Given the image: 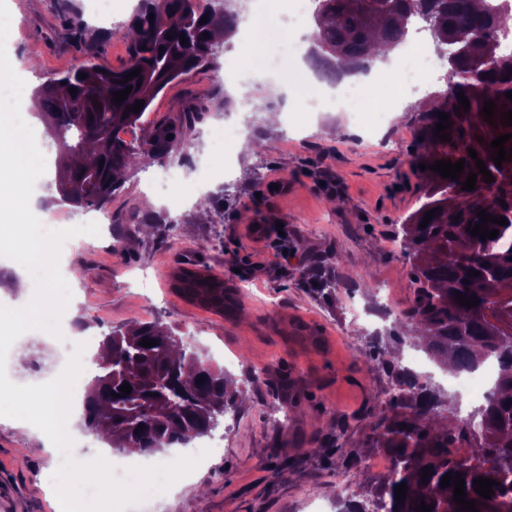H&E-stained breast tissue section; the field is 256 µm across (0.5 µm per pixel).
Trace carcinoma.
<instances>
[{
	"instance_id": "cac0c4a2",
	"label": "carcinoma",
	"mask_w": 512,
	"mask_h": 512,
	"mask_svg": "<svg viewBox=\"0 0 512 512\" xmlns=\"http://www.w3.org/2000/svg\"><path fill=\"white\" fill-rule=\"evenodd\" d=\"M315 34L310 60L319 75L338 80L340 69L361 73L369 70L381 54L393 49L417 21L429 25L435 50L451 70L445 88L429 94L431 107L419 114L425 142L422 161L453 163L465 160L460 178H442L425 170L424 201L402 225L404 254L410 260L411 276L417 285L411 308L404 313L406 335L413 341L426 333L424 352L433 361L455 373L476 370L495 362L499 375L485 396L482 416L462 420L455 403L436 386H420L412 371L390 352H378L379 363L391 378L389 398L369 414V433L364 444L392 453L396 469L379 479L362 471L358 458L347 462L348 477L359 490L358 498L347 500L336 493V512H416L420 502L434 505L431 512H459L453 487L441 486L447 473L462 474L467 499L477 501L479 512H502L505 490L512 486V249L502 251L499 241L512 234V160L497 167L490 143L511 133L512 126L500 123L501 113L512 110L505 93L512 92V53L501 47L502 32L512 29V0H482L475 10L472 0H314ZM154 21H149V14ZM208 18L204 24L202 18ZM241 9L224 5V0H140L127 25L128 58L119 67H105L92 60L40 84L35 95L57 148L58 196L50 201L79 208L104 209L123 186V175L137 169L141 159L158 164L177 158L193 140L196 124L206 105L195 103L173 120H164L145 135L131 141L115 135L116 130L137 127L143 113L171 84L192 72L217 67L223 45L237 33ZM70 34L80 44L86 30L77 13L66 15ZM222 31L224 40L203 37ZM186 35L187 44L180 43ZM164 52H159V49ZM138 69L139 77L127 84L121 80ZM85 74L79 78V74ZM132 90L121 103L113 93L126 86ZM77 89V93L69 89ZM464 93L469 111L461 107ZM144 101L138 113L127 111ZM497 104L494 124L482 114L485 101ZM98 105H93V102ZM450 114L447 142L435 137L438 113ZM173 138L166 139L167 135ZM483 141H478V138ZM477 151L494 182L483 181L468 149ZM477 174L475 189H461L469 172ZM507 207H502V204ZM433 214L420 227L427 211ZM503 216L508 225L487 223L498 230L493 239L481 240L467 232L469 224L481 223L477 212ZM138 223H164L148 202L136 209ZM476 270L477 276L467 272ZM175 288L205 309L236 316L240 313L236 287L223 279L181 269L173 274ZM479 300L467 308L456 302V294ZM158 344L145 348L142 339ZM101 348L108 356L95 359V391L84 404L82 427L101 437L113 448L152 455L176 445L186 446L194 438L208 435L212 424L228 413H236L239 395L228 390L233 379L224 368L202 358L175 328L158 321L114 327L104 335ZM204 383H199V380ZM127 383L130 394L120 397ZM145 429L136 432L139 424ZM467 442L472 455L505 462L506 467L480 463L463 468L449 449ZM429 466L428 483L421 478ZM478 477L497 481L494 495L484 499L473 489ZM406 484L407 496L396 502L395 488Z\"/></svg>"
}]
</instances>
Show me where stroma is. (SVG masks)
Here are the masks:
<instances>
[{
    "mask_svg": "<svg viewBox=\"0 0 512 512\" xmlns=\"http://www.w3.org/2000/svg\"><path fill=\"white\" fill-rule=\"evenodd\" d=\"M16 17L0 36V55L21 63L29 89L82 64L86 56L64 23L81 12L96 36L100 64L117 66L128 56L125 23L135 0H121L111 19L86 14L85 0H0ZM239 69L233 46L217 70L189 75L155 99L146 126L179 115L191 102L209 110L196 126L190 162L178 165L183 193L170 203L155 178L161 166L126 179L108 206L107 224H89L79 211L49 204L47 186H24L30 204L23 214L0 212V237L19 246L29 224L47 223L50 261L57 271L80 266L83 278L65 285L68 301L46 338H29L26 358L14 359L10 322H0V358L14 373L41 358L53 337L69 335L78 321L102 337L110 328L160 321L187 333L194 346L231 374L246 398L216 429L223 451L193 469L188 480L163 486L160 503L177 512H335L336 476L350 455L367 459V415L387 398L388 383L377 359L383 346L412 354L392 335L403 332V314L413 300L410 265L396 236L419 205L424 183L417 165L424 151L413 103L392 113L380 134L340 112H292L284 125L263 122V112L284 104L274 89L251 91L252 110L243 124L261 138L257 154L233 150L231 174L208 180L215 132L230 122L224 111L225 82ZM205 188L213 215L197 219L194 197ZM168 218L142 233L134 210L143 199ZM263 225L255 238V225ZM335 269L340 288L319 295L303 267ZM185 267L219 276L240 289L242 313L229 318L193 304L173 287ZM153 282L151 292L140 283ZM389 288L395 312L376 315V288ZM369 313L359 326L350 307ZM316 328L319 343L289 336L290 320ZM268 369L264 388L251 386L248 368ZM40 394L0 380V486L13 491L0 512H56L54 487L73 473L65 451L49 453L30 443L20 426L40 411ZM346 422L337 433L336 422Z\"/></svg>",
    "mask_w": 512,
    "mask_h": 512,
    "instance_id": "obj_1",
    "label": "stroma"
}]
</instances>
